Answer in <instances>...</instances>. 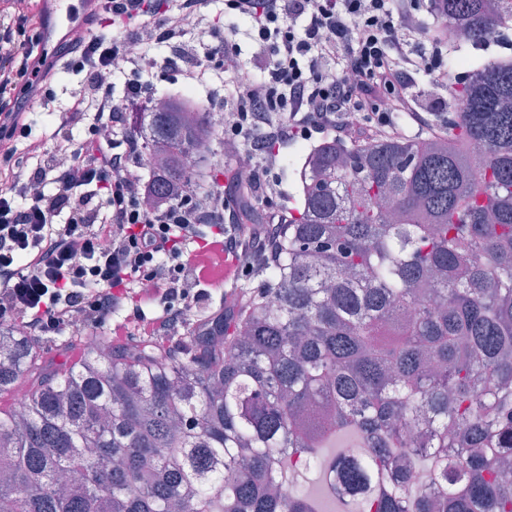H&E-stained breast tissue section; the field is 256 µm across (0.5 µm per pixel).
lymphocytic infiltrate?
I'll return each instance as SVG.
<instances>
[{
  "label": "lymphocytic infiltrate",
  "mask_w": 512,
  "mask_h": 512,
  "mask_svg": "<svg viewBox=\"0 0 512 512\" xmlns=\"http://www.w3.org/2000/svg\"><path fill=\"white\" fill-rule=\"evenodd\" d=\"M105 29L68 48L87 87L63 105L64 119L34 134L32 101L50 105L56 61L41 45L45 0H0V317L37 338L75 320L108 323L112 338L160 345L189 319L197 286L220 277L234 288L242 256L272 259L287 215L272 202L273 168L285 144L313 134L335 140L439 135L450 81L441 0H224L234 21L204 26L207 0H94ZM200 39L203 56L182 72L188 87L224 73L220 133L245 150L254 170L238 198L187 188L148 204L147 184L129 162L137 140L125 132L130 108H151L155 45ZM420 34L425 46L410 51ZM261 49L243 58L240 37ZM125 69L122 92L109 73ZM251 72L241 82L243 72ZM359 112L360 125L346 115ZM265 208L244 230L237 199Z\"/></svg>",
  "instance_id": "obj_1"
}]
</instances>
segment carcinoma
I'll return each instance as SVG.
<instances>
[{
    "instance_id": "cac0c4a2",
    "label": "carcinoma",
    "mask_w": 512,
    "mask_h": 512,
    "mask_svg": "<svg viewBox=\"0 0 512 512\" xmlns=\"http://www.w3.org/2000/svg\"><path fill=\"white\" fill-rule=\"evenodd\" d=\"M477 42L512 0H446ZM425 138L311 149L278 260L211 334L47 348L0 328V512H315L272 459L317 469L337 512H512V59L453 86ZM151 193L198 183L215 136L177 100L135 113ZM422 448L396 454L407 424ZM344 447L323 459L332 439ZM424 459L432 493L402 470Z\"/></svg>"
}]
</instances>
